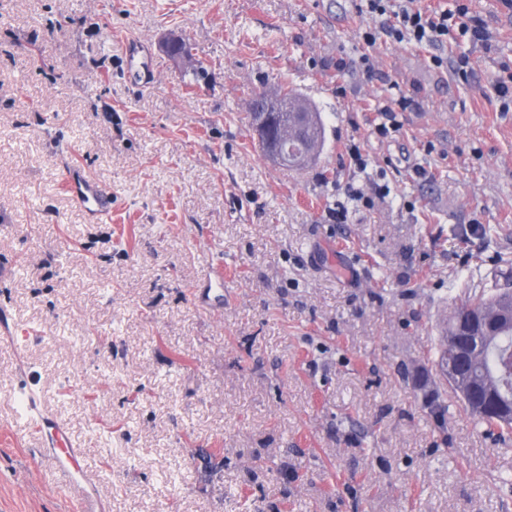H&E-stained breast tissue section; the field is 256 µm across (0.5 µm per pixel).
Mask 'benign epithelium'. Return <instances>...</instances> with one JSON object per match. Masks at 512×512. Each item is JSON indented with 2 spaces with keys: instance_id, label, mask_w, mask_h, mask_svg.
I'll return each mask as SVG.
<instances>
[{
  "instance_id": "1",
  "label": "benign epithelium",
  "mask_w": 512,
  "mask_h": 512,
  "mask_svg": "<svg viewBox=\"0 0 512 512\" xmlns=\"http://www.w3.org/2000/svg\"><path fill=\"white\" fill-rule=\"evenodd\" d=\"M254 97L258 102L250 104V120L263 149L274 159H288V142L301 135L303 122L298 118L294 120V124L283 126L280 132L268 133L271 125L270 113L287 112L288 100L280 98L272 101L261 91L256 92ZM496 313L495 309L480 315H475L468 309L454 313V327L451 336L446 339L445 357L437 361V370L441 377L468 402L472 401L473 391L480 387L487 395L494 396V387L482 386L467 370V364L477 351L488 345L489 319ZM473 407L478 412L494 414L495 419L501 423L512 422V407L500 405L490 408L477 403Z\"/></svg>"
}]
</instances>
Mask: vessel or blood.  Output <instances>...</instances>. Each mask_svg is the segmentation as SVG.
<instances>
[{"label": "vessel or blood", "mask_w": 512, "mask_h": 512, "mask_svg": "<svg viewBox=\"0 0 512 512\" xmlns=\"http://www.w3.org/2000/svg\"><path fill=\"white\" fill-rule=\"evenodd\" d=\"M64 189L93 221H100L112 211L111 196L79 173L68 175ZM14 395L26 409L34 429L50 444L55 463L66 479V491L76 503L79 512H96L93 494L86 486L84 457L72 444L67 431L58 422L41 414L37 408L36 397L27 382H20Z\"/></svg>", "instance_id": "vessel-or-blood-1"}]
</instances>
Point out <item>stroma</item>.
<instances>
[{"instance_id": "35a3bbf8", "label": "stroma", "mask_w": 512, "mask_h": 512, "mask_svg": "<svg viewBox=\"0 0 512 512\" xmlns=\"http://www.w3.org/2000/svg\"><path fill=\"white\" fill-rule=\"evenodd\" d=\"M467 3L495 39L449 40L465 80L431 49L367 46L395 19L361 0H0V512H77L11 395L25 379L101 512H512V445L458 405L437 419L400 374L512 275V109L487 97L512 9ZM285 86L326 125L302 171L247 111ZM73 165L110 219L64 192ZM218 262L224 296L201 302ZM414 105V99L405 95L400 96L394 101V104L384 106L379 110L380 122L374 126V133L379 138H387L392 132L400 129V122L396 120V106L400 112L411 109Z\"/></svg>"}]
</instances>
